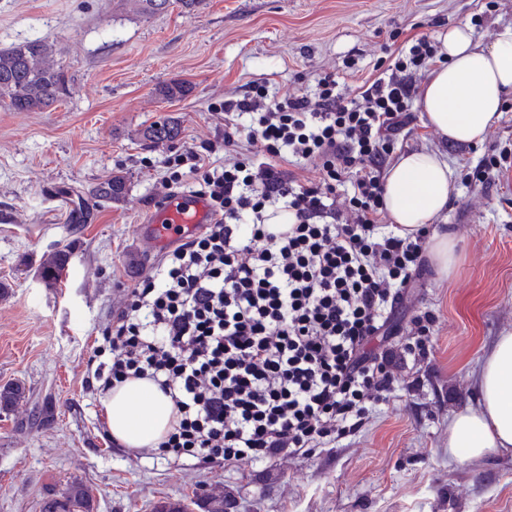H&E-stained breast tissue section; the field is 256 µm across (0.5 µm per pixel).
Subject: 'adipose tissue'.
<instances>
[{"instance_id": "ef3b65f1", "label": "adipose tissue", "mask_w": 512, "mask_h": 512, "mask_svg": "<svg viewBox=\"0 0 512 512\" xmlns=\"http://www.w3.org/2000/svg\"><path fill=\"white\" fill-rule=\"evenodd\" d=\"M445 63L422 86L419 107L429 126L449 142L483 141L512 98V27L491 44L478 41L470 22L449 27ZM456 190L454 169L431 150L402 154L387 170L384 204L391 223L412 233L446 210ZM477 399L448 423V453L477 460L512 452V331L497 336L476 373ZM112 440L123 447L153 450L176 419L174 404L147 379H128L102 401Z\"/></svg>"}]
</instances>
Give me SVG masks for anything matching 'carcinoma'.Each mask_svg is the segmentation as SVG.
<instances>
[{
    "instance_id": "cac0c4a2",
    "label": "carcinoma",
    "mask_w": 512,
    "mask_h": 512,
    "mask_svg": "<svg viewBox=\"0 0 512 512\" xmlns=\"http://www.w3.org/2000/svg\"><path fill=\"white\" fill-rule=\"evenodd\" d=\"M145 11L157 13L175 2L185 13L196 10L200 0H140ZM190 87L184 82L173 81L159 88L158 94L165 100H178L187 96ZM68 94V83L62 69L53 59L52 45L45 38L25 41L0 49V102L14 112H34L60 101ZM180 135L177 121H155L143 130V140L149 143L174 142ZM128 191L125 175L116 173L88 190L91 207L104 203H116L125 198ZM69 251L58 249L44 255L38 269L39 278L51 288L64 282ZM25 385L19 381L0 385V409L7 410L25 398ZM203 512H228L229 504L224 491L211 488L201 495ZM40 512H94L88 487L70 482L59 496L46 498Z\"/></svg>"
}]
</instances>
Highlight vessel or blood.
Listing matches in <instances>:
<instances>
[{"mask_svg": "<svg viewBox=\"0 0 512 512\" xmlns=\"http://www.w3.org/2000/svg\"><path fill=\"white\" fill-rule=\"evenodd\" d=\"M211 221L212 211L207 198L174 193L146 216L139 231L149 243L161 245L197 233Z\"/></svg>", "mask_w": 512, "mask_h": 512, "instance_id": "1", "label": "vessel or blood"}]
</instances>
